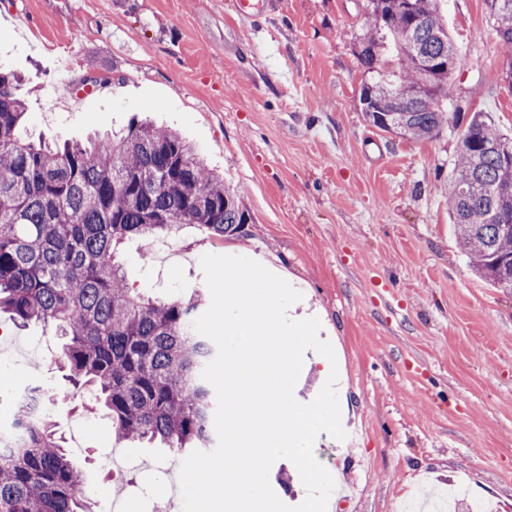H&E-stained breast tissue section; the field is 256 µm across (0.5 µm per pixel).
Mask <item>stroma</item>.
<instances>
[{
    "label": "stroma",
    "instance_id": "stroma-1",
    "mask_svg": "<svg viewBox=\"0 0 512 512\" xmlns=\"http://www.w3.org/2000/svg\"><path fill=\"white\" fill-rule=\"evenodd\" d=\"M367 2L0 0V66L24 79L31 133L83 142L146 119L243 190L247 236L187 226L163 245L124 240L117 259L129 287L159 298L206 291V254L272 255L292 275L295 315L317 318L336 355L306 351L295 396H316L333 370L346 382V439L314 443L335 482L327 512H407L422 482L512 512V293L475 276L448 216L471 113L512 135L503 51L485 0H444L456 119L433 140L379 132L359 102ZM60 352L0 313V381L51 391L93 512L116 499L156 512L173 453L119 439ZM111 457L128 463L119 487L99 466ZM269 482L288 505L306 496L289 460Z\"/></svg>",
    "mask_w": 512,
    "mask_h": 512
}]
</instances>
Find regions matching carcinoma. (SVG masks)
<instances>
[{"label":"carcinoma","instance_id":"obj_1","mask_svg":"<svg viewBox=\"0 0 512 512\" xmlns=\"http://www.w3.org/2000/svg\"><path fill=\"white\" fill-rule=\"evenodd\" d=\"M512 87V0H485ZM457 51L441 0H368L358 59L366 122L417 141L448 124L443 104ZM439 70L428 84L419 68ZM18 77L0 69V312L41 323L62 337L73 388L112 417L121 439L157 441L172 451L211 447L213 387L201 378L215 356L192 327L203 295L153 300L126 283L115 248L133 238L170 237L193 225L215 240L243 237L253 217L239 190L207 167L171 130L132 124L120 137L88 146L34 142ZM483 112L468 121L451 176L448 214L477 277L512 291V162ZM27 440L16 458L0 457V512H90L82 472L68 458L53 421L18 412Z\"/></svg>","mask_w":512,"mask_h":512}]
</instances>
